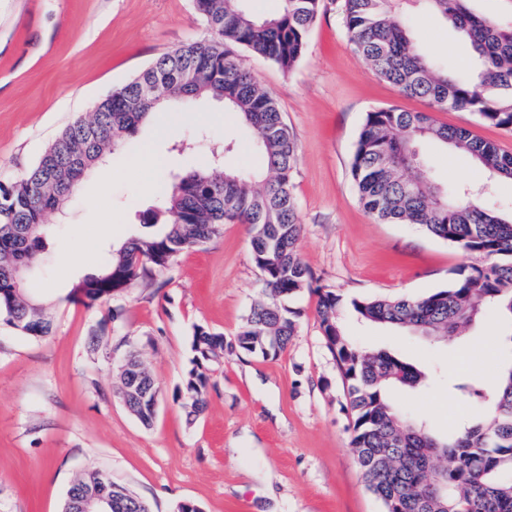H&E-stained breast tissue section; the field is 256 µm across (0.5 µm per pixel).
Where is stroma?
Wrapping results in <instances>:
<instances>
[{
	"mask_svg": "<svg viewBox=\"0 0 512 512\" xmlns=\"http://www.w3.org/2000/svg\"><path fill=\"white\" fill-rule=\"evenodd\" d=\"M325 3L292 70L243 57L299 146V255L318 285L348 298L446 288L469 255L416 225L375 222L349 172L366 112L392 105L424 112L428 103L379 78L349 42L341 0ZM406 10L424 53L452 72L467 67L449 26L419 0H408ZM211 37L194 0H0V183L25 176L69 123L89 116L153 59ZM434 118L512 153V132L471 113ZM228 132L244 144L235 162L259 166L235 114L219 103H192L179 132L158 116L144 123L89 173L65 213L48 214L52 232L28 286L46 300L53 331L28 336L0 318V512H61L72 480L91 470L132 489L151 512H177L184 501L202 512H381L349 444L344 385L320 332L316 295L306 290L294 300L302 317L278 357L233 347L260 291L247 225H225L207 244L110 299L90 306L68 299L111 246L141 232L158 207L146 187L176 183L199 165L192 142H220ZM419 151L441 185L487 183L462 154L434 142L420 143ZM113 309L120 322L110 320ZM345 324L358 345L437 369L434 384L397 392L394 403L442 434L462 411L448 377L487 375L512 359L491 309L465 335L441 343L350 315ZM198 325L223 334L226 349L209 367L206 408L193 418L174 395L190 367ZM131 349L160 390L148 427L116 394V365Z\"/></svg>",
	"mask_w": 512,
	"mask_h": 512,
	"instance_id": "1",
	"label": "stroma"
}]
</instances>
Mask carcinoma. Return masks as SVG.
<instances>
[{"mask_svg":"<svg viewBox=\"0 0 512 512\" xmlns=\"http://www.w3.org/2000/svg\"><path fill=\"white\" fill-rule=\"evenodd\" d=\"M243 2L194 0L212 39L156 58L97 102L91 118L70 123L22 179L0 184V316L25 334L49 335L45 304L11 282L15 268L37 266L51 232L47 215L64 211L86 173L136 134L163 101L222 102L249 130L264 167L235 166L232 139L224 137V149H209L201 167L181 177L172 191L160 190L158 212L143 224L146 232L111 249L103 267L86 279L117 294L150 271L167 268L179 253L206 244L225 224L250 225L261 296L235 348L277 356L302 316L286 301L305 289L317 294V320L346 387L350 446L382 512H512V362L497 373L493 392L473 373L454 377L450 388L468 412L455 429L438 436L427 422L403 415L391 397L397 388L418 387L425 373L390 351L354 344L343 324L348 307L360 322L441 339L460 335L486 304L512 323V215L483 204L464 182L438 185L417 151L422 140L449 145L483 168L489 180L512 182V153L433 117L467 111L512 131V25L473 12L470 0H420L459 33L469 51V69L450 74L413 41L402 17L404 0H343L353 49L379 78L430 107L366 113L350 164L360 203L378 223L414 224L475 258L454 270L448 288L425 296L347 299L334 289L312 287L297 252L302 221L293 177L299 147L274 96L235 53L240 48L291 70L304 54L323 0H279V10L263 18ZM191 350L192 367L175 400L198 416L210 387L203 368L223 357L224 336L198 326ZM117 376L119 398L142 424L151 425L156 411L149 398L158 395V387L136 351L126 353ZM141 503L130 490L117 492L112 512H138Z\"/></svg>","mask_w":512,"mask_h":512,"instance_id":"cac0c4a2","label":"carcinoma"}]
</instances>
